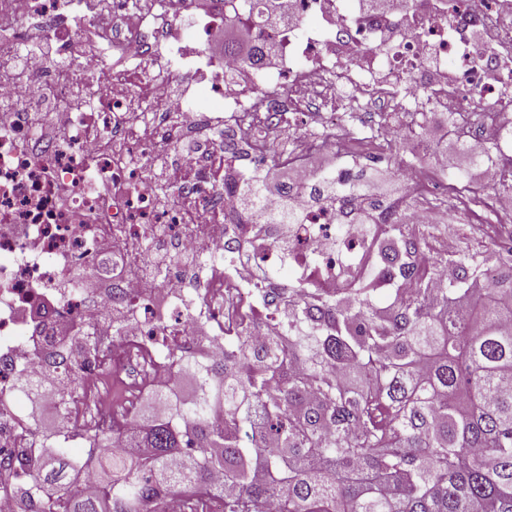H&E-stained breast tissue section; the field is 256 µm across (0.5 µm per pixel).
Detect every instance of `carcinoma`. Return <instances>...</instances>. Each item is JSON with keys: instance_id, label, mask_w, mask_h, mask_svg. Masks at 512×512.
<instances>
[{"instance_id": "obj_1", "label": "carcinoma", "mask_w": 512, "mask_h": 512, "mask_svg": "<svg viewBox=\"0 0 512 512\" xmlns=\"http://www.w3.org/2000/svg\"><path fill=\"white\" fill-rule=\"evenodd\" d=\"M224 6V24L254 34L275 0ZM224 56L259 69L270 50L255 38L242 55L226 40ZM501 118L507 144L485 159L512 166V116ZM310 194L338 209L368 197L349 218L368 239V274L334 292L288 289L281 329L224 337L220 362L199 345L162 348L194 394L149 392L132 448L121 427L89 426L92 451L77 461L59 431L27 499L45 498L43 512H164L171 496L199 512L221 493L224 512H512V247L436 246L439 227L414 223L403 189L322 174ZM240 205L247 223H300L265 216L257 196ZM73 345L105 348L88 331ZM46 359L80 390L84 368ZM83 466L96 470L93 494Z\"/></svg>"}]
</instances>
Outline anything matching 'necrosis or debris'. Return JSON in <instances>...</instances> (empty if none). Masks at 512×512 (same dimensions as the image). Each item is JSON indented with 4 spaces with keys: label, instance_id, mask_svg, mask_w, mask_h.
Returning a JSON list of instances; mask_svg holds the SVG:
<instances>
[{
    "label": "necrosis or debris",
    "instance_id": "necrosis-or-debris-1",
    "mask_svg": "<svg viewBox=\"0 0 512 512\" xmlns=\"http://www.w3.org/2000/svg\"><path fill=\"white\" fill-rule=\"evenodd\" d=\"M264 39L273 65L217 63L207 43L224 22L223 0H157V14L188 20L154 56L156 26L133 0H112L127 29L102 22L98 0H81L69 19L63 0H0V391L17 378L49 392L69 378L37 349L59 350L91 328L106 341L83 389L68 406L86 423L103 401L99 377L126 378L132 395L173 389L176 374L161 345L211 338L207 360L223 359L217 336L252 315L247 288H273L270 273L288 266L322 288L341 284L363 245L336 210L289 203L298 224H234L227 217L224 137L240 149L237 177L257 165L261 141L250 112L269 113L287 130V112L321 104L325 136L307 142L294 182L311 183L310 156L335 150L338 112L380 106L388 118L371 132L381 145L408 135L420 114L481 108L482 130L469 151L503 141L499 112L512 84V0H280ZM47 36L42 54L17 70L25 31ZM116 67H102L108 57ZM97 71L93 89L88 72ZM208 91L209 103L199 102ZM166 163L172 197L150 190ZM251 186L258 178L248 177ZM41 438L13 411L0 413V512H12Z\"/></svg>",
    "mask_w": 512,
    "mask_h": 512
}]
</instances>
